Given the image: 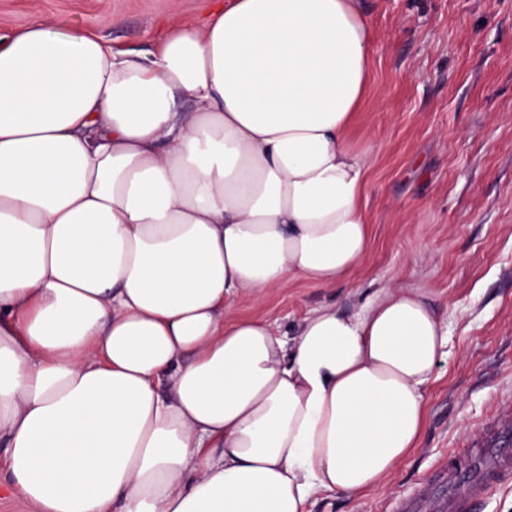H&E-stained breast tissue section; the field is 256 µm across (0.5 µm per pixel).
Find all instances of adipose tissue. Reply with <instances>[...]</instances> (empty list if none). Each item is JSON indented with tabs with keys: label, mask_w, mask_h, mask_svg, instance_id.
I'll return each instance as SVG.
<instances>
[{
	"label": "adipose tissue",
	"mask_w": 512,
	"mask_h": 512,
	"mask_svg": "<svg viewBox=\"0 0 512 512\" xmlns=\"http://www.w3.org/2000/svg\"><path fill=\"white\" fill-rule=\"evenodd\" d=\"M361 0H213L119 53L0 34V447L34 512H310L383 489L448 346L385 286L288 330L243 297L346 282L370 240L347 135Z\"/></svg>",
	"instance_id": "adipose-tissue-1"
}]
</instances>
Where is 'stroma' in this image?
Masks as SVG:
<instances>
[{
  "mask_svg": "<svg viewBox=\"0 0 512 512\" xmlns=\"http://www.w3.org/2000/svg\"><path fill=\"white\" fill-rule=\"evenodd\" d=\"M172 0H0V31L41 15L94 31L116 51L155 50ZM379 38L348 141L369 152L370 249L334 288L301 281L233 313L281 328L326 304L358 307L376 288H418L448 326L415 448L385 487L319 494L311 512H393L468 433L512 406V0H363Z\"/></svg>",
  "mask_w": 512,
  "mask_h": 512,
  "instance_id": "1",
  "label": "stroma"
}]
</instances>
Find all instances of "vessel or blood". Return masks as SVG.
Segmentation results:
<instances>
[{
	"label": "vessel or blood",
	"instance_id": "vessel-or-blood-1",
	"mask_svg": "<svg viewBox=\"0 0 512 512\" xmlns=\"http://www.w3.org/2000/svg\"><path fill=\"white\" fill-rule=\"evenodd\" d=\"M467 445L472 455L465 465H445L395 512H480L493 490L512 479V412L493 414L469 433Z\"/></svg>",
	"mask_w": 512,
	"mask_h": 512
}]
</instances>
